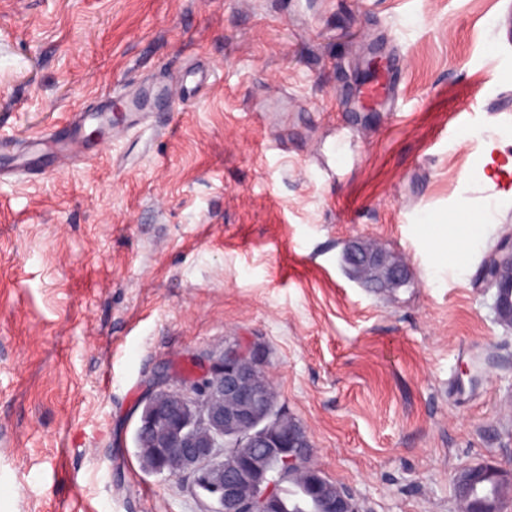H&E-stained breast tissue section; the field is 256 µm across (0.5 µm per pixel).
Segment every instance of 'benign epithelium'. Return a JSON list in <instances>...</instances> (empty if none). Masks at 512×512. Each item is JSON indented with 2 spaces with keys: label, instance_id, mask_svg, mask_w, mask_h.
Returning a JSON list of instances; mask_svg holds the SVG:
<instances>
[{
  "label": "benign epithelium",
  "instance_id": "7a95c632",
  "mask_svg": "<svg viewBox=\"0 0 512 512\" xmlns=\"http://www.w3.org/2000/svg\"><path fill=\"white\" fill-rule=\"evenodd\" d=\"M346 263L357 273L395 288L406 278L405 266L389 262L383 255L355 242L344 252ZM512 269V233L497 242L484 266L485 288L492 290L502 275ZM265 367L261 348L249 342H237L200 362L193 376L171 386V378L160 374L153 378L142 400L136 430L142 444L157 442L153 422H169L176 439L165 443L168 448L162 470L171 476L189 475L193 487L207 488L205 496L217 504L213 512H243L249 503L257 504L253 512H278L276 481L261 479L248 455L233 470L224 469V444L231 448H251L257 441L280 452L288 470L280 475L312 473L318 467L312 461V444L299 432L275 434L262 428L260 421L271 413L272 404L260 396L258 370ZM204 426L210 438L201 440L194 429ZM456 512H504L512 502V467L482 464L459 471L455 477ZM330 512H359L353 495L337 491Z\"/></svg>",
  "mask_w": 512,
  "mask_h": 512
}]
</instances>
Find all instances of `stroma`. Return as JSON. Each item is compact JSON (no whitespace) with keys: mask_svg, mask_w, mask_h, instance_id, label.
Wrapping results in <instances>:
<instances>
[{"mask_svg":"<svg viewBox=\"0 0 512 512\" xmlns=\"http://www.w3.org/2000/svg\"><path fill=\"white\" fill-rule=\"evenodd\" d=\"M374 56L389 109L361 95ZM150 76L190 93L17 171ZM475 129L512 159V0H0V512H205L141 468L138 406L239 339L362 512H456L458 471L512 464V329L481 281L512 191L486 196ZM489 205L439 258L443 216ZM352 240L408 283L350 278Z\"/></svg>","mask_w":512,"mask_h":512,"instance_id":"1","label":"stroma"}]
</instances>
